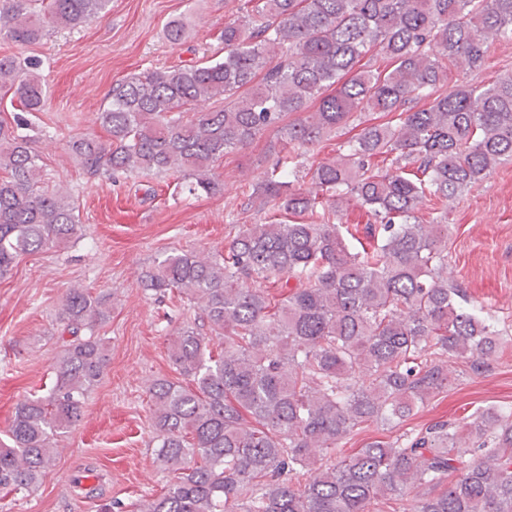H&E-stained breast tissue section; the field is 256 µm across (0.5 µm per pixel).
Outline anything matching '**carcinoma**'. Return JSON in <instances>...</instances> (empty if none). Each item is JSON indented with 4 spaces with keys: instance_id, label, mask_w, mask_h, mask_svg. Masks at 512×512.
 Returning a JSON list of instances; mask_svg holds the SVG:
<instances>
[{
    "instance_id": "obj_1",
    "label": "carcinoma",
    "mask_w": 512,
    "mask_h": 512,
    "mask_svg": "<svg viewBox=\"0 0 512 512\" xmlns=\"http://www.w3.org/2000/svg\"><path fill=\"white\" fill-rule=\"evenodd\" d=\"M33 2L0 0V34L36 43L98 18L108 0ZM237 13L219 35L222 59L122 80L98 113L109 142L70 143L91 176L165 174L208 196L220 189L213 163L273 130L276 162L254 197L316 217L241 224L221 255L170 254L143 272L144 288L197 304L224 350L189 327L171 339L187 382L157 378L148 395L156 459L175 477L138 512H386L390 501L392 512H512L511 408L340 456L362 425L395 428L447 388L448 364L479 375L503 351L492 312L448 282V225L421 210L428 198L448 207L512 158V74L445 88L448 65L478 71L490 42L512 40V0H237ZM371 51L381 61L362 62ZM35 66L0 57V88L27 112L44 101ZM214 99L223 106L201 108ZM367 112L388 121H363L315 168L319 192L295 187L305 150ZM25 126L21 115L0 124L1 278L81 231L71 197L43 188ZM351 199L362 228L334 222ZM106 302L67 290L56 381L16 404L1 490L32 488L82 418L108 363L95 335Z\"/></svg>"
}]
</instances>
